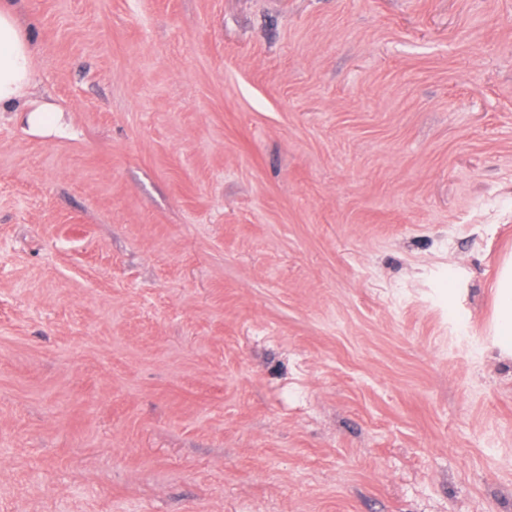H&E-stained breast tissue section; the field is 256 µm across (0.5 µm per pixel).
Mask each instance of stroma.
Masks as SVG:
<instances>
[{
    "label": "stroma",
    "mask_w": 512,
    "mask_h": 512,
    "mask_svg": "<svg viewBox=\"0 0 512 512\" xmlns=\"http://www.w3.org/2000/svg\"><path fill=\"white\" fill-rule=\"evenodd\" d=\"M16 4L0 512H512V0ZM496 334L504 350L512 351V263L500 269L496 281Z\"/></svg>",
    "instance_id": "obj_1"
}]
</instances>
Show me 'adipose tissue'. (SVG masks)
Returning <instances> with one entry per match:
<instances>
[{
	"label": "adipose tissue",
	"mask_w": 512,
	"mask_h": 512,
	"mask_svg": "<svg viewBox=\"0 0 512 512\" xmlns=\"http://www.w3.org/2000/svg\"><path fill=\"white\" fill-rule=\"evenodd\" d=\"M36 70L35 51L20 24L14 0H0V110L11 106L29 87ZM496 334L512 351V263L496 281Z\"/></svg>",
	"instance_id": "1"
}]
</instances>
